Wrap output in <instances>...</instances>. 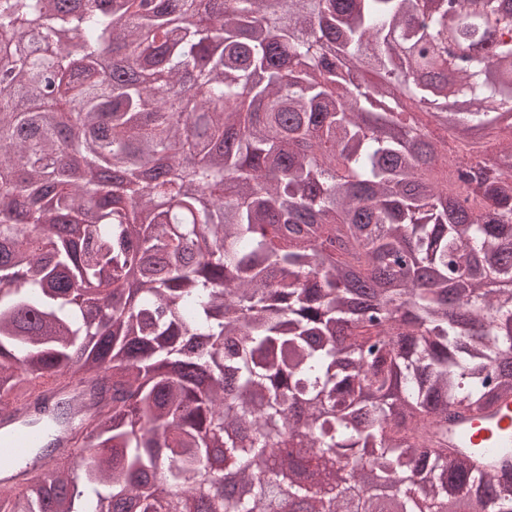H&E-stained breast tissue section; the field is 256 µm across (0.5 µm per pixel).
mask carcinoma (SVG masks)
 <instances>
[{"mask_svg": "<svg viewBox=\"0 0 512 512\" xmlns=\"http://www.w3.org/2000/svg\"><path fill=\"white\" fill-rule=\"evenodd\" d=\"M0 61V406L96 414L0 512H512L447 442L512 397V0H0ZM59 395L68 401L72 408V425L79 423L86 416L87 396L85 385L79 380L78 376H67L63 378Z\"/></svg>", "mask_w": 512, "mask_h": 512, "instance_id": "1", "label": "carcinoma"}]
</instances>
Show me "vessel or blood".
I'll return each mask as SVG.
<instances>
[{"instance_id":"b4317fda","label":"vessel or blood","mask_w":512,"mask_h":512,"mask_svg":"<svg viewBox=\"0 0 512 512\" xmlns=\"http://www.w3.org/2000/svg\"><path fill=\"white\" fill-rule=\"evenodd\" d=\"M59 390L72 408L73 422L86 416L87 396L78 377L68 376L61 385L38 383L36 393ZM26 407L14 405L0 411V485H16L24 476L45 470L46 459L34 455V448L46 439H54L58 446H67V429L53 423L35 425L29 421ZM448 445L452 448H478L490 465L512 466V399L498 409L481 415H465L448 424Z\"/></svg>"}]
</instances>
